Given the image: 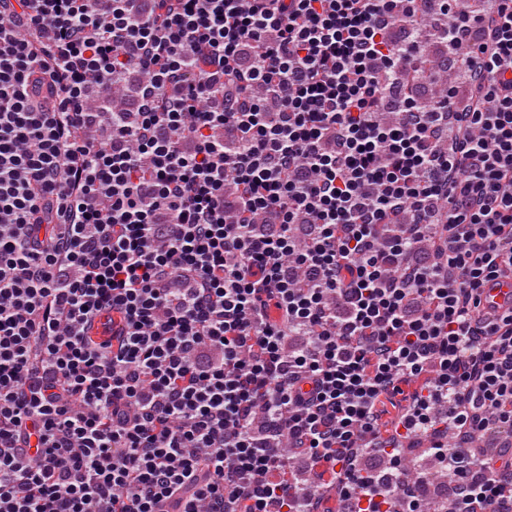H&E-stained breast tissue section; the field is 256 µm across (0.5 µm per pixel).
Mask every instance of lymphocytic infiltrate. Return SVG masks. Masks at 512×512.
<instances>
[{
    "label": "lymphocytic infiltrate",
    "instance_id": "lymphocytic-infiltrate-1",
    "mask_svg": "<svg viewBox=\"0 0 512 512\" xmlns=\"http://www.w3.org/2000/svg\"><path fill=\"white\" fill-rule=\"evenodd\" d=\"M511 275L512 0H0V512H512ZM481 307L500 312L512 310V278L490 282L482 290Z\"/></svg>",
    "mask_w": 512,
    "mask_h": 512
}]
</instances>
